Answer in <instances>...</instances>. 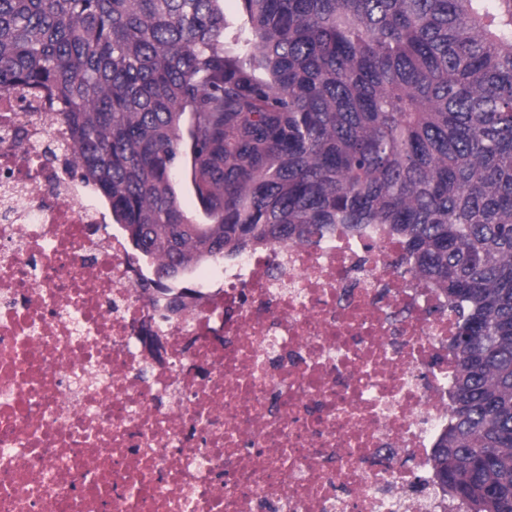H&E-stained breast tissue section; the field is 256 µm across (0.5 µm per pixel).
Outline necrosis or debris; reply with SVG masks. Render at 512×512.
Segmentation results:
<instances>
[{"label":"necrosis or debris","instance_id":"obj_1","mask_svg":"<svg viewBox=\"0 0 512 512\" xmlns=\"http://www.w3.org/2000/svg\"><path fill=\"white\" fill-rule=\"evenodd\" d=\"M381 227L148 286L40 93L0 95V512H463L447 298Z\"/></svg>","mask_w":512,"mask_h":512}]
</instances>
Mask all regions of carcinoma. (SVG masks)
Returning a JSON list of instances; mask_svg holds the SVG:
<instances>
[{"label": "carcinoma", "instance_id": "cac0c4a2", "mask_svg": "<svg viewBox=\"0 0 512 512\" xmlns=\"http://www.w3.org/2000/svg\"><path fill=\"white\" fill-rule=\"evenodd\" d=\"M241 2L235 28L220 0H0V94L46 91L161 288L382 225L457 315L439 484L512 512V0ZM176 189L180 203L189 217L198 223H206L207 218L197 200L194 188L191 182L190 173L185 170L184 159L178 162L175 170Z\"/></svg>", "mask_w": 512, "mask_h": 512}]
</instances>
